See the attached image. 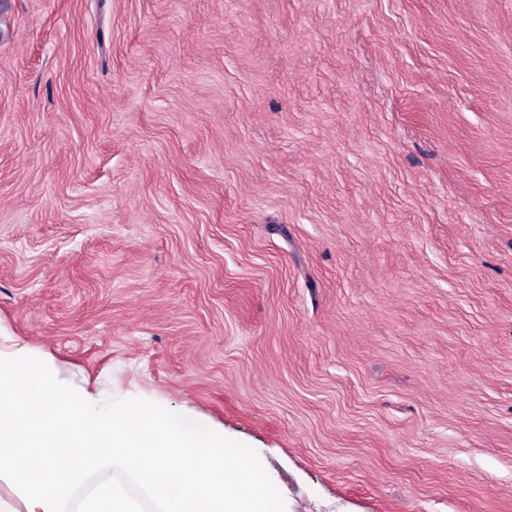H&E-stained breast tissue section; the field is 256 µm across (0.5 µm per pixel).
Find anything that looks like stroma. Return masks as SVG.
Returning <instances> with one entry per match:
<instances>
[{"label": "stroma", "instance_id": "stroma-1", "mask_svg": "<svg viewBox=\"0 0 512 512\" xmlns=\"http://www.w3.org/2000/svg\"><path fill=\"white\" fill-rule=\"evenodd\" d=\"M19 347L286 512H512V0H0Z\"/></svg>", "mask_w": 512, "mask_h": 512}]
</instances>
